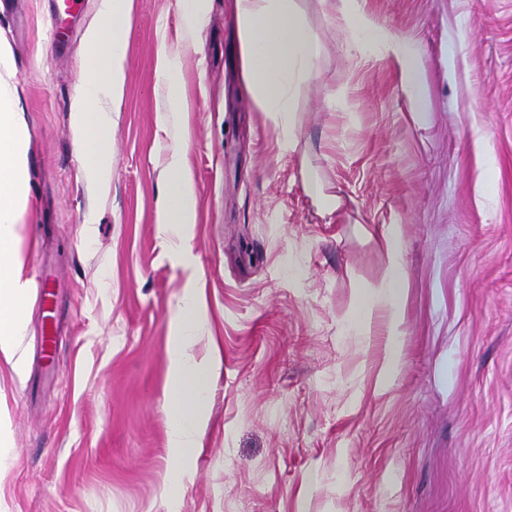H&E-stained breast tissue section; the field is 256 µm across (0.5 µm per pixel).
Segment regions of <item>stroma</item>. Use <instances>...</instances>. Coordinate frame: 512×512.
Returning a JSON list of instances; mask_svg holds the SVG:
<instances>
[{
  "label": "stroma",
  "mask_w": 512,
  "mask_h": 512,
  "mask_svg": "<svg viewBox=\"0 0 512 512\" xmlns=\"http://www.w3.org/2000/svg\"><path fill=\"white\" fill-rule=\"evenodd\" d=\"M98 3L59 47L55 0L0 8L28 136L22 279L55 275L57 327L48 363L29 298L19 363L0 358V512H512V0H363L421 56L423 124L394 57L349 51L321 0H298L322 54L287 148L243 89L230 0H210L186 45L176 0H132L103 195L71 128ZM164 44L183 51L191 104L183 251L156 222L176 134L157 122ZM393 228L409 283L388 383V309L348 323ZM194 277V351L221 363L185 453L168 435V338Z\"/></svg>",
  "instance_id": "obj_1"
}]
</instances>
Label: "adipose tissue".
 I'll return each mask as SVG.
<instances>
[{
    "label": "adipose tissue",
    "instance_id": "ef3b65f1",
    "mask_svg": "<svg viewBox=\"0 0 512 512\" xmlns=\"http://www.w3.org/2000/svg\"><path fill=\"white\" fill-rule=\"evenodd\" d=\"M322 3L339 15L351 51H381L402 65L416 117L426 121V89L420 78L421 58L414 46L368 18L360 0ZM232 12L244 87L257 110L272 119L282 138L291 139L297 88L312 75L322 53L321 44L303 24L297 0H232ZM130 19L131 0H100L97 19L86 34L82 85L71 105L74 139L84 158V178L102 193L112 180L107 134L112 114L119 110L123 99ZM158 67L166 87V107L159 122L167 126L190 110L181 79L180 49L160 47ZM185 140L180 134L171 142L159 217L165 235L174 243L188 241L195 222V186L186 166ZM27 181L26 127L13 92L0 78V355L9 361L26 327L28 290L21 279L17 225L28 201ZM382 245L389 258L387 272L379 286L364 291L358 311L364 315L381 305L396 317L407 292L397 232L389 231ZM205 325L199 291L189 287L172 326L168 403L170 442L185 450L197 448L205 430V407L217 368L215 357L200 360L193 352Z\"/></svg>",
    "mask_w": 512,
    "mask_h": 512
}]
</instances>
